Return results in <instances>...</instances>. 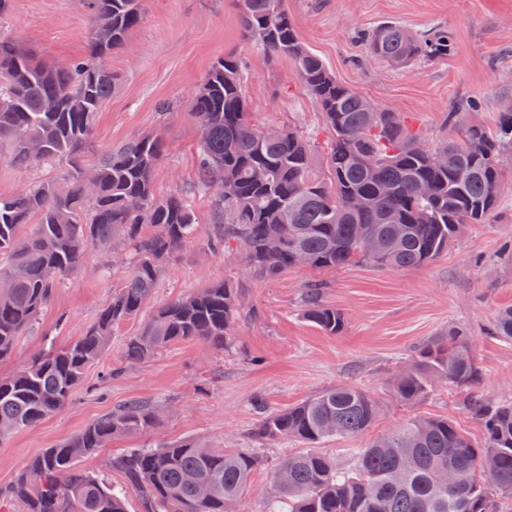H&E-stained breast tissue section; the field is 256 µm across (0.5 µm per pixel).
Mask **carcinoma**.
Wrapping results in <instances>:
<instances>
[{
	"label": "carcinoma",
	"instance_id": "cac0c4a2",
	"mask_svg": "<svg viewBox=\"0 0 512 512\" xmlns=\"http://www.w3.org/2000/svg\"><path fill=\"white\" fill-rule=\"evenodd\" d=\"M82 2L94 36L86 56L65 68L0 40V143L10 144L23 179L33 167L68 166L65 190L44 181L0 194V362L12 358L88 248L112 254L130 271L84 336L65 346L50 341L12 373L0 374V441L68 403L110 345L112 329L140 312L160 270L197 239L193 193L156 195L153 176L163 156L157 138L136 137L91 167L82 164L96 113L118 85L109 59L144 17L143 0ZM239 16L245 36L294 62L331 138L319 166L316 145L303 132L280 126L277 135H266L250 120L243 63L232 54L218 58L192 105L200 130L195 189L207 195L217 224L211 248L236 245L250 272L267 279L300 267V256L313 269H342L360 260L411 269L447 251L464 225L494 214L502 157L512 154V105L491 129L461 125L459 113H449V125L460 126L461 135L436 148L448 156L436 166L415 146L420 134L403 115L370 109L368 98L338 81L299 40L280 0H241ZM361 38L370 58L393 66L444 58L453 45L446 29L415 34L396 23L367 29ZM421 184L429 187L424 196L417 191ZM322 292L321 282L307 283L303 317L337 335L345 317L324 303ZM240 314L239 288L231 280L192 291L159 308L127 339L125 359L147 361L185 340L226 349ZM491 334L512 341V307L498 311ZM469 343V333L457 328L421 344L395 376L394 395L414 403L441 381L477 384ZM252 406L259 419L251 437L273 443L356 436L379 416L367 391L347 385L284 411H268L261 397ZM161 409L135 400L94 420L75 438L32 458L0 487V502L15 501L20 512H126L133 492L144 512H236L259 463L251 448L226 452L196 439L134 448L111 462L122 477L116 485L80 467L81 458L113 437L154 427ZM469 410L483 430L479 448L454 422L419 417L365 448L350 449L346 467L311 451L288 455L276 467L288 485L272 488L271 512H497V500H512V404L473 400ZM448 467L455 470L451 489L442 480Z\"/></svg>",
	"mask_w": 512,
	"mask_h": 512
}]
</instances>
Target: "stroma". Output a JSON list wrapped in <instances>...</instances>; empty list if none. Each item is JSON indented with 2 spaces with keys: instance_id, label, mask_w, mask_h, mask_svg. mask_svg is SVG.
<instances>
[{
  "instance_id": "1",
  "label": "stroma",
  "mask_w": 512,
  "mask_h": 512,
  "mask_svg": "<svg viewBox=\"0 0 512 512\" xmlns=\"http://www.w3.org/2000/svg\"><path fill=\"white\" fill-rule=\"evenodd\" d=\"M298 36L337 79L379 106L401 113L426 145L452 137L448 113L460 99L480 109L462 122L493 126L512 105V0H281ZM145 18L125 49L109 60L120 82L100 107L94 149L103 155L133 137H161L166 150L154 188L166 195L194 178L200 130L191 101L212 62L224 53L245 66L248 110L258 126L290 125L318 143L330 137L323 114L302 88L287 58L272 57L246 39L238 25L239 0H145ZM397 22L423 32L445 27L455 36L448 58L395 68L368 59L362 30ZM90 23L81 0H11L0 15V35L19 41L46 63L62 67L85 55ZM499 208L485 224L465 225L460 239L431 263L382 270L360 261L340 270L293 269L260 279L232 248L210 251L209 207L195 193L196 245L182 249L160 273L157 288L139 314L112 332V342L86 372L69 402L45 420L0 442V486L11 483L30 458L80 434L99 416L131 399L165 403L150 431L119 436L83 458L84 469L116 479L114 457L129 449L172 439L196 438L232 451L252 446L249 433L262 396L270 409L285 410L321 391L348 384L378 400L381 414L361 435L317 444L316 452L346 464L348 451L363 448L394 424L424 415L445 417L481 444L470 397L512 403V341L489 335L497 312L512 306V159L504 160ZM127 269L89 251L81 267L58 289L37 327L21 337L6 374L41 350L46 337L65 345L83 336L100 310L125 283ZM231 280L240 289L242 316L232 348L218 351L196 340L171 345L153 359L110 371L127 337L171 299ZM323 282L326 304L346 320L335 336L302 316L304 285ZM461 327L480 379L473 387L437 384L424 399L403 404L389 392L394 374L423 342ZM255 447V446H252ZM260 463L236 506L267 512L274 466L304 444L283 440L255 447Z\"/></svg>"
}]
</instances>
